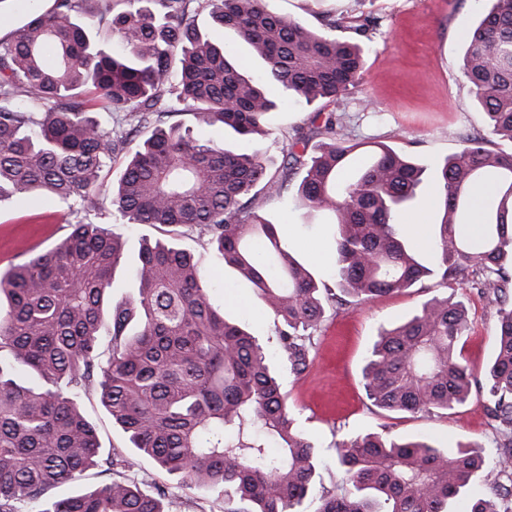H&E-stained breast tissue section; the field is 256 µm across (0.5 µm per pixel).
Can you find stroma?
<instances>
[{
    "label": "stroma",
    "instance_id": "obj_1",
    "mask_svg": "<svg viewBox=\"0 0 512 512\" xmlns=\"http://www.w3.org/2000/svg\"><path fill=\"white\" fill-rule=\"evenodd\" d=\"M307 3L267 0L270 11L314 29L329 12L348 11L377 21L366 47L360 84L327 106L346 126L352 141H382L426 165L456 153L466 135L484 139L490 151L512 153L511 141L491 134L462 74V34L488 9V0H317L312 10ZM278 99L268 136L243 140L218 124L200 127L187 115L181 121L200 141L212 140L237 152L263 151L275 168L282 161L283 146L297 133L308 131L314 112L311 106L290 102L286 94H279ZM259 206L270 222L286 224L289 246L298 255L310 258L317 250L329 248L327 225L308 220L303 211L277 198L261 199ZM69 220L70 205L58 198L32 196L0 204V270L22 263L31 250L55 247L68 235ZM110 228L124 248L113 282L114 294L121 295L134 289L132 268L143 238L159 237L160 231L119 219L112 220ZM179 245L211 270L215 308L244 322L271 355H278L277 320L260 307L251 286L237 280L232 270L215 264L207 239L199 231L180 236ZM435 295L465 297L473 329L463 355L475 373H483L495 351L496 306L460 279L437 277L374 301L332 305L314 337L307 369L297 376L283 372L289 403L319 447V474L325 489H335L344 477L336 443L361 433L421 437L448 447L469 439L495 451L498 435L487 416L485 391L473 392L458 411L431 415L387 412L374 407L365 395L362 368L380 327L403 321ZM131 475L143 490L164 487L167 512H225L223 497L176 484L148 456H139Z\"/></svg>",
    "mask_w": 512,
    "mask_h": 512
}]
</instances>
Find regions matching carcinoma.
I'll list each match as a JSON object with an SVG mask.
<instances>
[{
	"mask_svg": "<svg viewBox=\"0 0 512 512\" xmlns=\"http://www.w3.org/2000/svg\"><path fill=\"white\" fill-rule=\"evenodd\" d=\"M88 2L53 0L0 39V203L37 194L70 202L73 216L53 249L0 272V512L19 501L33 512H164L161 498L124 476L44 498L89 470L135 466L103 452L81 410L92 392L130 447L178 484L244 504L227 512H306L314 496L317 446L269 353L212 306L209 271L174 240L146 238L137 294L112 300L123 250L109 225L93 221L102 216L100 173L148 128L112 190L115 216L205 231L219 263L280 320L295 375L331 297L255 201L283 196L296 177L297 206L333 218L334 276L346 295L371 301L454 275L494 297L495 353L483 376L462 355L467 306L434 296L378 334L363 381L374 405L412 414L453 410L485 388L499 446L512 451V153L468 137L430 168L383 142L354 143L333 114L316 112L310 134L272 172L261 152L199 143L169 118L220 122L247 138L264 133L277 108L272 87L308 105L333 102L359 84L375 21L328 14L311 29L266 0H112V13L98 17L112 49L78 20ZM202 11L248 45L263 79L201 35ZM464 41L472 101L492 134L512 140V0H493ZM98 110L122 117L108 128ZM428 173L439 190L429 201L437 219L425 224L434 266L401 220ZM482 187L493 199L474 238L466 228ZM19 365L39 385L23 384ZM336 452L344 479L314 512H512V454L494 458L477 442L443 448L367 433Z\"/></svg>",
	"mask_w": 512,
	"mask_h": 512,
	"instance_id": "obj_1",
	"label": "carcinoma"
}]
</instances>
